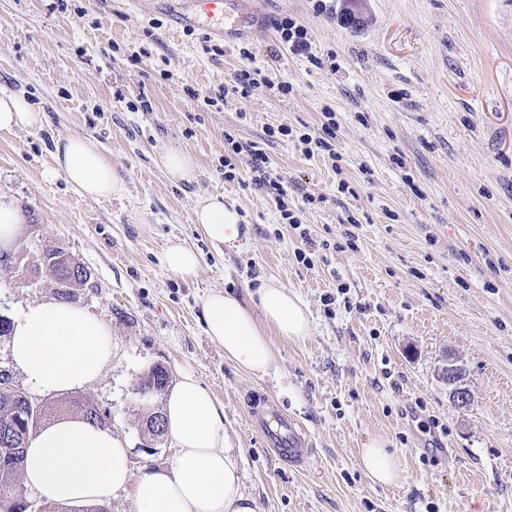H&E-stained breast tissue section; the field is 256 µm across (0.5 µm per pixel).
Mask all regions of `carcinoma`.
<instances>
[{
	"mask_svg": "<svg viewBox=\"0 0 512 512\" xmlns=\"http://www.w3.org/2000/svg\"><path fill=\"white\" fill-rule=\"evenodd\" d=\"M52 265L48 271L65 284L82 283L87 279L83 267L71 263L57 251L49 254ZM170 375L167 368L156 365L144 378L142 387L150 388L153 394L164 392L169 387ZM71 410L81 414L93 425H103L105 420L96 415L98 407L92 403L70 398L55 404H49L33 420L26 418L21 397L11 390L0 388V428L10 427L15 434V442H0V506L5 512H26L23 508L22 495L27 490L20 483L24 463L25 448L29 436L37 431L42 422L63 415ZM145 431L154 440L165 435L162 413L154 411L146 419Z\"/></svg>",
	"mask_w": 512,
	"mask_h": 512,
	"instance_id": "obj_1",
	"label": "carcinoma"
}]
</instances>
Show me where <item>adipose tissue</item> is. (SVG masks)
Listing matches in <instances>:
<instances>
[{
	"instance_id": "1",
	"label": "adipose tissue",
	"mask_w": 512,
	"mask_h": 512,
	"mask_svg": "<svg viewBox=\"0 0 512 512\" xmlns=\"http://www.w3.org/2000/svg\"><path fill=\"white\" fill-rule=\"evenodd\" d=\"M43 112L0 86V132L41 129ZM52 174L62 176L93 200L126 192L111 158L96 141L67 137L53 154ZM203 237L233 245L241 236V217L220 196L200 197L193 210ZM205 332L239 368L257 375L275 362L271 336L299 342L311 331L308 307L277 281L266 280L253 299L213 291L202 300ZM13 363L34 388L64 393L94 380L111 357V332L96 314L80 306L47 300L29 305L12 325ZM163 416L177 454L166 468L133 474L129 451L110 430L80 417H61L32 434L24 461V482L48 501L80 506L111 500L133 486L131 512H256L244 495L224 407L194 375L181 374L168 393ZM359 465L380 486H394L403 471L386 442H366Z\"/></svg>"
}]
</instances>
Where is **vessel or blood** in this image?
<instances>
[{
    "label": "vessel or blood",
    "instance_id": "1",
    "mask_svg": "<svg viewBox=\"0 0 512 512\" xmlns=\"http://www.w3.org/2000/svg\"><path fill=\"white\" fill-rule=\"evenodd\" d=\"M178 18L180 28H202L232 39L252 26L248 0H164ZM248 418L275 457L304 469L313 457L311 440L300 423L271 401L250 408Z\"/></svg>",
    "mask_w": 512,
    "mask_h": 512
}]
</instances>
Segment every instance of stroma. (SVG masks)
<instances>
[{
  "label": "stroma",
  "mask_w": 512,
  "mask_h": 512,
  "mask_svg": "<svg viewBox=\"0 0 512 512\" xmlns=\"http://www.w3.org/2000/svg\"><path fill=\"white\" fill-rule=\"evenodd\" d=\"M250 8L258 27L215 56L154 0H0V85L46 116L39 130L0 133V199L27 218L18 248L0 254V320L65 293L103 319L111 360L75 395L104 412L134 472L175 455L169 439L143 432L165 397L145 401L138 389L160 364L174 381L193 373L223 404L257 512H512V0ZM281 17L307 28L308 53L282 46ZM245 66L273 89L217 107L186 94L231 83ZM328 112L335 158L306 155L291 137L264 140L270 126L317 134ZM229 135L265 142L317 245L313 266L298 262L301 241L253 184L247 158L225 180ZM65 136L94 139L126 194L95 201L48 176ZM168 150L193 157L195 181L166 174ZM203 194L239 210L247 232L235 246L212 245L193 224ZM174 238L201 254L194 280L162 263ZM53 251L83 266L86 282L49 275ZM268 277L304 301L312 330L299 343L272 337L275 365L260 377L210 340L201 304ZM451 362L467 374L464 408L442 376ZM258 397L308 430L307 469L275 459L251 429ZM372 439L396 454L402 486L374 485L361 470Z\"/></svg>",
  "instance_id": "1"
}]
</instances>
